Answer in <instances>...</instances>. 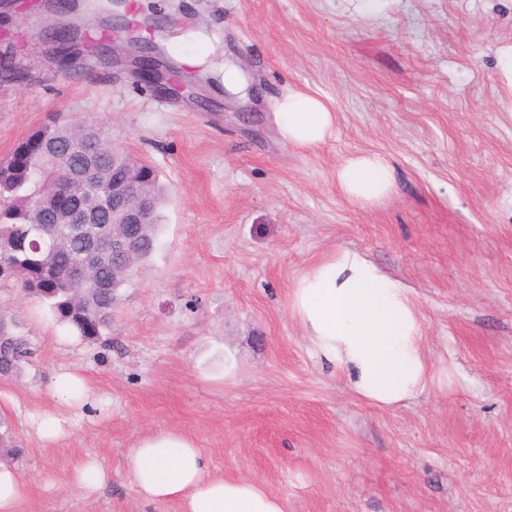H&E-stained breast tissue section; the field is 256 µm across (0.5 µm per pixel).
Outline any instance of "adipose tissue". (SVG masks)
<instances>
[{
  "label": "adipose tissue",
  "mask_w": 512,
  "mask_h": 512,
  "mask_svg": "<svg viewBox=\"0 0 512 512\" xmlns=\"http://www.w3.org/2000/svg\"><path fill=\"white\" fill-rule=\"evenodd\" d=\"M273 118L281 138L303 150L321 145L334 124L329 105L300 90L276 102ZM336 184L350 202L371 205L391 190L392 172L377 155L354 153L339 164ZM290 311L314 353L348 374L362 402L393 409L433 386L456 382L451 374L440 377L428 361L421 316L408 288L359 252L336 250L305 271L291 289ZM53 386L59 407L29 419L47 444L67 434L69 412L98 405L79 369L56 371ZM127 467L146 504L176 500L182 512H286L281 496L244 479L212 475L209 457L177 431L141 437L127 455Z\"/></svg>",
  "instance_id": "ef3b65f1"
}]
</instances>
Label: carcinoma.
Segmentation results:
<instances>
[{
    "instance_id": "carcinoma-1",
    "label": "carcinoma",
    "mask_w": 512,
    "mask_h": 512,
    "mask_svg": "<svg viewBox=\"0 0 512 512\" xmlns=\"http://www.w3.org/2000/svg\"><path fill=\"white\" fill-rule=\"evenodd\" d=\"M93 144L104 174L112 162L132 168L141 177L153 223L136 231L104 218L107 236L129 240L132 258L111 254L85 259L84 238L48 223L51 194L48 189L62 167L83 165L82 142ZM164 188L156 170L127 153L113 152L112 134L100 123L64 122L57 118L24 138L0 160V279L11 280L28 296L46 305L61 324L89 342L108 340L120 290L138 265L156 250ZM81 263L83 274L72 276ZM31 355L27 337L18 333L8 314L0 311V378L18 375Z\"/></svg>"
}]
</instances>
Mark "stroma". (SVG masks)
<instances>
[{
    "instance_id": "stroma-1",
    "label": "stroma",
    "mask_w": 512,
    "mask_h": 512,
    "mask_svg": "<svg viewBox=\"0 0 512 512\" xmlns=\"http://www.w3.org/2000/svg\"><path fill=\"white\" fill-rule=\"evenodd\" d=\"M136 2L131 21L171 16L151 37L197 87L92 61L60 68L16 16L0 17V57L24 72L0 77V157L63 112L107 125L167 189L159 247L123 288L110 341L55 343L47 308L0 282V308L34 348L0 378V459L30 486L17 512H181L142 504L126 466L138 438L165 430L287 512H512V101L496 68L512 0ZM198 32L209 53L194 67L183 57ZM227 62L244 90L225 89ZM291 89L335 113L315 150L272 122ZM357 152L381 156L395 180L365 207L336 186ZM341 247L409 288L452 389L377 409L314 356L289 294ZM62 367L105 403L47 445L26 416L55 405ZM89 454L111 481L88 497L70 475Z\"/></svg>"
}]
</instances>
